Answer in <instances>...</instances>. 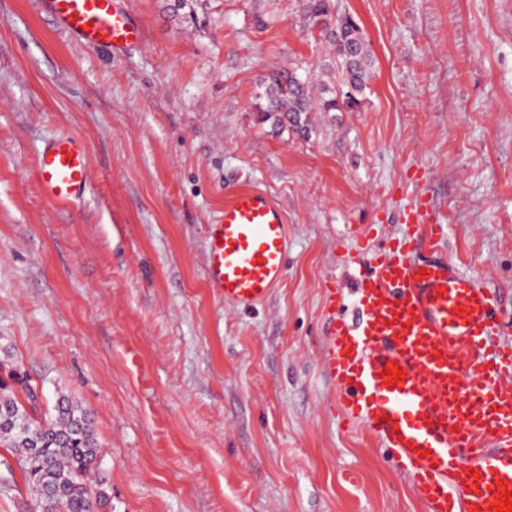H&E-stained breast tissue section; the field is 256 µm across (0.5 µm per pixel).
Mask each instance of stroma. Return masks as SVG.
I'll return each instance as SVG.
<instances>
[{
  "instance_id": "1",
  "label": "stroma",
  "mask_w": 512,
  "mask_h": 512,
  "mask_svg": "<svg viewBox=\"0 0 512 512\" xmlns=\"http://www.w3.org/2000/svg\"><path fill=\"white\" fill-rule=\"evenodd\" d=\"M140 44L82 45L40 0H0V344L93 414L115 512H423L333 413L325 288L361 273L424 192L445 251L502 298L512 346V0H335L374 57L360 102L303 133L259 111L264 76L338 86L301 0H119ZM82 139L90 185L47 199L36 158ZM240 189L285 212L282 281L255 308L206 277L207 227ZM364 253H357L360 239Z\"/></svg>"
}]
</instances>
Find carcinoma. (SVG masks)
<instances>
[{"label":"carcinoma","instance_id":"cac0c4a2","mask_svg":"<svg viewBox=\"0 0 512 512\" xmlns=\"http://www.w3.org/2000/svg\"><path fill=\"white\" fill-rule=\"evenodd\" d=\"M308 25L320 28L336 47V66L348 87V103H359L372 79V58L360 28L336 13L334 0H302ZM309 77L297 69H278L263 80L259 112L277 127L305 130L313 109ZM40 387L22 362L0 348V447L16 454L18 470L0 477V496L16 487L20 472L35 499V512H112V498L94 479L100 442L90 412L61 394L47 411Z\"/></svg>","mask_w":512,"mask_h":512}]
</instances>
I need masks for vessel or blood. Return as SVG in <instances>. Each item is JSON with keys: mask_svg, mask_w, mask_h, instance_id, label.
I'll list each match as a JSON object with an SVG mask.
<instances>
[{"mask_svg": "<svg viewBox=\"0 0 512 512\" xmlns=\"http://www.w3.org/2000/svg\"><path fill=\"white\" fill-rule=\"evenodd\" d=\"M69 36L115 50L138 43L143 27L115 0H42ZM44 195L81 198L91 158L70 135L37 157ZM408 231L375 254L355 301L357 316H338L344 295L327 291L333 314L323 362L347 423L362 425L395 468L408 475L426 512H499L512 490V347L494 343L498 294L461 273L443 254L444 226L429 198L409 202ZM288 226L257 190L237 192L210 225L207 277L225 301H263L284 276ZM402 369L399 382L388 369Z\"/></svg>", "mask_w": 512, "mask_h": 512, "instance_id": "b4317fda", "label": "vessel or blood"}]
</instances>
